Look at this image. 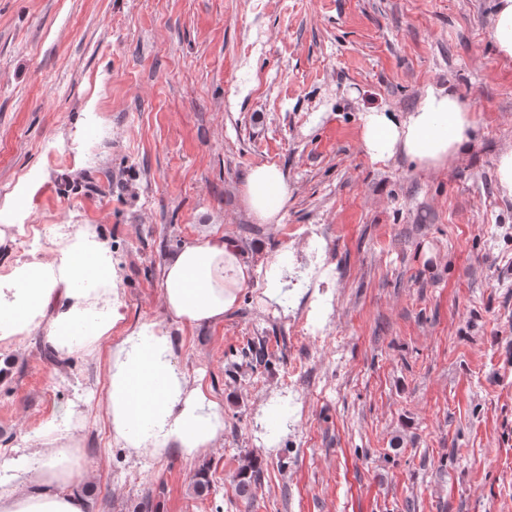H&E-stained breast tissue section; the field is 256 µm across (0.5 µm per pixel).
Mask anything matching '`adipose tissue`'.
<instances>
[{
    "label": "adipose tissue",
    "mask_w": 512,
    "mask_h": 512,
    "mask_svg": "<svg viewBox=\"0 0 512 512\" xmlns=\"http://www.w3.org/2000/svg\"><path fill=\"white\" fill-rule=\"evenodd\" d=\"M474 127L453 93L428 90L416 111L373 110L362 118L361 141L372 160L404 153L431 170L462 153ZM249 211L266 224L279 221L288 186L273 164L246 179ZM117 271L112 251L87 230L61 241L48 257H32L0 278V340L43 336L59 355L106 352L105 413L113 440L129 453L191 459L222 437L219 401L190 383L174 359L167 329L155 323L112 329L123 316L112 295ZM248 281L235 242L203 237L171 254L161 270V292L173 323L200 327L223 321ZM33 456L2 457L0 469L16 482H0V512H86L73 483L79 447L68 435L47 432Z\"/></svg>",
    "instance_id": "1"
}]
</instances>
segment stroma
I'll return each mask as SVG.
<instances>
[{
	"instance_id": "stroma-1",
	"label": "stroma",
	"mask_w": 512,
	"mask_h": 512,
	"mask_svg": "<svg viewBox=\"0 0 512 512\" xmlns=\"http://www.w3.org/2000/svg\"><path fill=\"white\" fill-rule=\"evenodd\" d=\"M497 0H0V204L24 178L30 246L0 274L94 230L125 325L170 328L177 363L221 402L224 435L187 460L113 443L105 358L0 349V454L78 427L87 512H512V61ZM454 93L475 127L434 170L375 162L364 112ZM288 184L276 224L244 201L252 167ZM205 235L249 280L222 322L170 323L160 271ZM317 247L336 278L267 298L266 272ZM330 306L321 340L298 335ZM264 346L267 361L242 355ZM263 476L252 499L234 477ZM208 467L214 491L194 495ZM490 30L499 55L512 61V0H497ZM496 179L500 192L512 197V149L500 153L496 164ZM260 474V464L250 460L235 476L237 494L242 498H248L251 495L252 485L258 480Z\"/></svg>"
}]
</instances>
